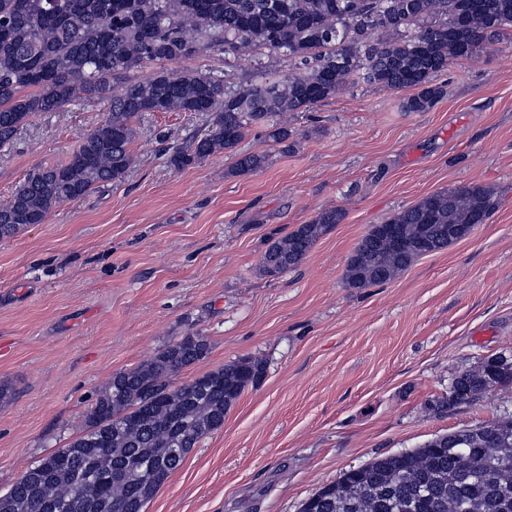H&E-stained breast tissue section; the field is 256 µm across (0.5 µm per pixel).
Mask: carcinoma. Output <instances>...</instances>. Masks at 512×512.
I'll return each instance as SVG.
<instances>
[{"instance_id": "carcinoma-1", "label": "carcinoma", "mask_w": 512, "mask_h": 512, "mask_svg": "<svg viewBox=\"0 0 512 512\" xmlns=\"http://www.w3.org/2000/svg\"><path fill=\"white\" fill-rule=\"evenodd\" d=\"M0 0V146L41 112L77 100L107 103L108 117L83 138L67 164L32 168L0 202V238L12 237L89 191L121 180L133 155V120L145 112H197L207 132L175 148L181 168L232 152L251 125L276 144L290 137L282 116L304 112L362 82L417 93L402 104L425 112L440 96L434 78L473 60L512 27V0ZM260 44L288 52L301 69L250 87L221 77L162 69L143 81L124 74L208 50ZM30 89L27 96L21 90ZM262 154H238L231 174H248ZM497 207L494 193L462 185L433 193L374 224L346 270L351 288L385 284L418 258L461 240L474 218ZM342 218L320 212L274 241L261 271L297 267ZM197 334L165 344L150 360L120 371L85 414V428L42 457L0 500V512H144L160 486L264 373L241 359L175 387L171 378L204 361ZM473 397L511 383L512 365L490 361L457 377ZM512 512V419L437 436L411 451L381 456L342 473L300 512Z\"/></svg>"}]
</instances>
